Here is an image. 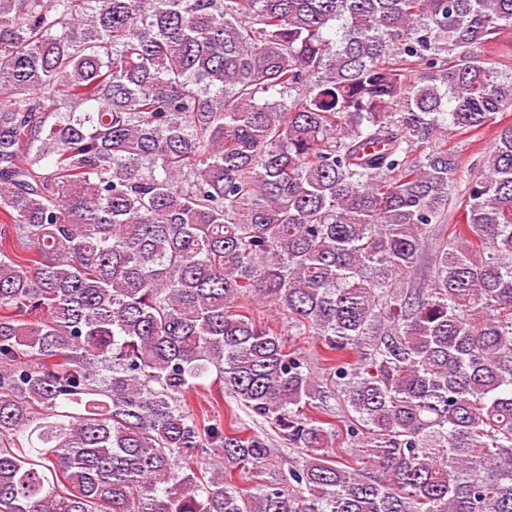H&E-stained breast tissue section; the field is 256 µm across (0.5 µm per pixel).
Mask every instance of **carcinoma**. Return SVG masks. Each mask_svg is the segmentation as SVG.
Here are the masks:
<instances>
[{"label":"carcinoma","instance_id":"obj_1","mask_svg":"<svg viewBox=\"0 0 512 512\" xmlns=\"http://www.w3.org/2000/svg\"><path fill=\"white\" fill-rule=\"evenodd\" d=\"M507 31L512 0H0V512H512ZM488 126L418 283L448 135ZM213 370L288 452L187 409Z\"/></svg>","mask_w":512,"mask_h":512}]
</instances>
